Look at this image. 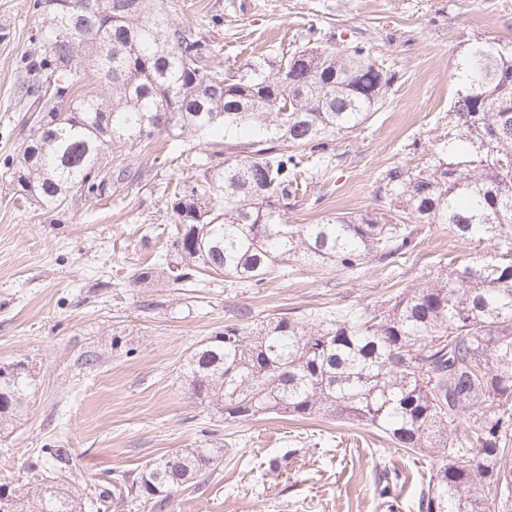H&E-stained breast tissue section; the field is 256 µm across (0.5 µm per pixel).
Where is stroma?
<instances>
[{
	"instance_id": "35a3bbf8",
	"label": "stroma",
	"mask_w": 512,
	"mask_h": 512,
	"mask_svg": "<svg viewBox=\"0 0 512 512\" xmlns=\"http://www.w3.org/2000/svg\"><path fill=\"white\" fill-rule=\"evenodd\" d=\"M172 18L205 29L221 50L215 65L233 70L280 60L313 28L339 47L366 43L394 70L385 104L339 137L335 168L309 181L286 214L291 224L375 211L378 175L443 125L468 47L512 38V0H179ZM41 26L35 0H0V155L29 134L33 107L19 87L25 58L42 50ZM166 147L181 150L177 164L125 153L131 180L53 211L25 202L0 174V364L27 361L37 383L26 416L0 434V483L67 482L85 490L86 512H138L99 494L155 458L208 442L223 451L213 480L180 487L163 512H378L377 460L409 475L400 505L414 512L433 452L390 448L339 422L225 419L194 398L183 366L238 308L256 323L291 311L359 309L394 296L397 281L436 275V256L462 254L460 243L440 224L393 272L374 262L355 275L297 264L260 288L220 277L146 288L135 280L139 269L171 253L169 195L200 174L195 139ZM47 448L67 450L69 471L53 467Z\"/></svg>"
}]
</instances>
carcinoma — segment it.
<instances>
[{"label":"carcinoma","mask_w":512,"mask_h":512,"mask_svg":"<svg viewBox=\"0 0 512 512\" xmlns=\"http://www.w3.org/2000/svg\"><path fill=\"white\" fill-rule=\"evenodd\" d=\"M37 0L43 52L23 84L36 115L29 139L3 160L20 196L56 209L70 195H102L112 171L104 150L157 136L247 132L228 156L201 157L202 177L175 188L174 260L137 282L173 285L202 276L259 288L296 258L356 274L373 260L391 268L420 245L423 227L446 224L468 249L448 272L356 311L239 324L188 356L192 395L224 418L330 417L377 432L406 452L440 454L417 491V512H487L473 494L488 482L498 512H512V39L472 45L446 130L427 149L377 178L380 208L285 224L303 185L338 158L336 137L359 129L395 78L356 43L307 45L224 72L206 33L172 20L165 0ZM0 432L26 414L35 383L28 363L1 365ZM221 449L161 456L121 476L105 498L155 512L169 490L208 483ZM378 508L398 512L407 478L373 466ZM14 512H79L83 493L63 483L21 493L0 484Z\"/></svg>","instance_id":"obj_1"}]
</instances>
